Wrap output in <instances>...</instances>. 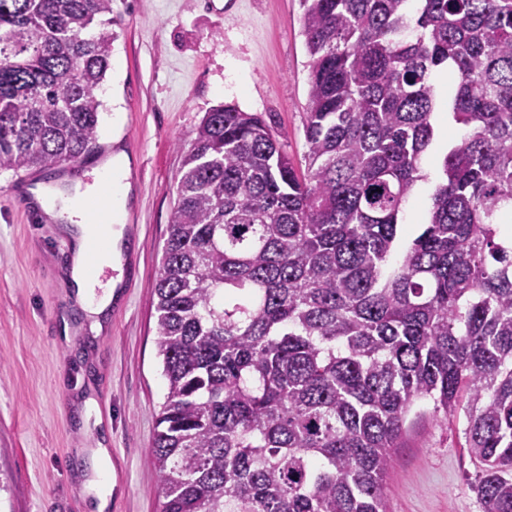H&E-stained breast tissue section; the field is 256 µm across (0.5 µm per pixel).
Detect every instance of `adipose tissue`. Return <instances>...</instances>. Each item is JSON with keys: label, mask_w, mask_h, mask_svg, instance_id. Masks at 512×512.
Masks as SVG:
<instances>
[{"label": "adipose tissue", "mask_w": 512, "mask_h": 512, "mask_svg": "<svg viewBox=\"0 0 512 512\" xmlns=\"http://www.w3.org/2000/svg\"><path fill=\"white\" fill-rule=\"evenodd\" d=\"M129 162L124 155H117L102 172L112 192V223L95 224L76 215L71 208L74 197H93L95 184L75 183L63 187L40 189L38 200L42 208L54 218L63 220V231L71 241L69 286L73 302L91 319L93 327H100V318L111 309L116 297L119 279L100 283L98 270L121 269L122 255L128 245L127 235L119 220L126 210L130 185L127 181ZM100 237L104 248L97 258H89L86 244L91 237Z\"/></svg>", "instance_id": "ef3b65f1"}]
</instances>
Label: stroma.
<instances>
[{
  "instance_id": "obj_1",
  "label": "stroma",
  "mask_w": 512,
  "mask_h": 512,
  "mask_svg": "<svg viewBox=\"0 0 512 512\" xmlns=\"http://www.w3.org/2000/svg\"><path fill=\"white\" fill-rule=\"evenodd\" d=\"M110 69L99 137L130 159L124 224L135 265L100 334L65 336L71 320L57 225L14 202L0 169V512H91L89 448L111 450L108 512H161L150 464L167 393L151 305L184 153L205 112L262 115L303 166L309 57L300 0H112ZM433 146L404 210V239L424 221L437 175ZM478 467L455 422L410 414L385 476L390 512H483Z\"/></svg>"
}]
</instances>
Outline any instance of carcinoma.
Segmentation results:
<instances>
[{
	"instance_id": "carcinoma-1",
	"label": "carcinoma",
	"mask_w": 512,
	"mask_h": 512,
	"mask_svg": "<svg viewBox=\"0 0 512 512\" xmlns=\"http://www.w3.org/2000/svg\"><path fill=\"white\" fill-rule=\"evenodd\" d=\"M300 5L306 173L224 104L177 177L152 298L161 512H388L424 401L461 425L484 512H512V0ZM111 12L0 0V169L93 149ZM443 114L463 135L404 243Z\"/></svg>"
}]
</instances>
